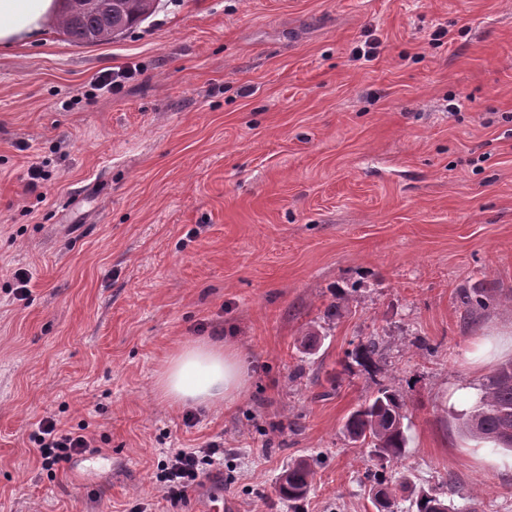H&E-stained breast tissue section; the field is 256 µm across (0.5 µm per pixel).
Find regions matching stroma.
Segmentation results:
<instances>
[{"mask_svg":"<svg viewBox=\"0 0 512 512\" xmlns=\"http://www.w3.org/2000/svg\"><path fill=\"white\" fill-rule=\"evenodd\" d=\"M369 336L372 372L345 357ZM206 337L249 383L189 424L158 371ZM510 360L512 0H157L107 42L53 22L0 49V512H158L160 451L212 440L220 477L171 512L218 491L294 512L277 485L301 457L303 512H377L378 471L512 512V454L462 427ZM382 385L409 397L384 468L343 428ZM49 414L93 439L53 474L29 441Z\"/></svg>","mask_w":512,"mask_h":512,"instance_id":"stroma-1","label":"stroma"}]
</instances>
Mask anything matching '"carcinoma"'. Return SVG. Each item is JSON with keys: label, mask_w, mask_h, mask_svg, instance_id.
<instances>
[{"label": "carcinoma", "mask_w": 512, "mask_h": 512, "mask_svg": "<svg viewBox=\"0 0 512 512\" xmlns=\"http://www.w3.org/2000/svg\"><path fill=\"white\" fill-rule=\"evenodd\" d=\"M156 0H97L94 10L69 8L60 15L63 34L76 44H96L141 24L155 10ZM494 300L490 292L464 296L466 309H483ZM379 355L373 338L361 339L346 357L368 367ZM409 398L406 393L389 387L378 388L376 394L347 417L344 430L354 442H370L373 454L385 464H394L406 455ZM464 429L473 437L490 442L494 448L512 451V361L502 364L483 384L481 394L463 421ZM314 479V469L306 458L288 465L279 479V494L298 503L306 497ZM400 486L412 491L409 512H476L474 505L457 506L453 500L423 488L412 479L401 476ZM373 500L379 512H395L396 488L381 474L373 475Z\"/></svg>", "instance_id": "cac0c4a2"}]
</instances>
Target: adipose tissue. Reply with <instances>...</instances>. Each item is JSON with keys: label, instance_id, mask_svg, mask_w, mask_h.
I'll return each instance as SVG.
<instances>
[{"label": "adipose tissue", "instance_id": "adipose-tissue-1", "mask_svg": "<svg viewBox=\"0 0 512 512\" xmlns=\"http://www.w3.org/2000/svg\"><path fill=\"white\" fill-rule=\"evenodd\" d=\"M58 12L56 0H0V46L38 39ZM159 391L170 408L231 406L247 387L238 350L220 338L180 344L165 358Z\"/></svg>", "mask_w": 512, "mask_h": 512}]
</instances>
